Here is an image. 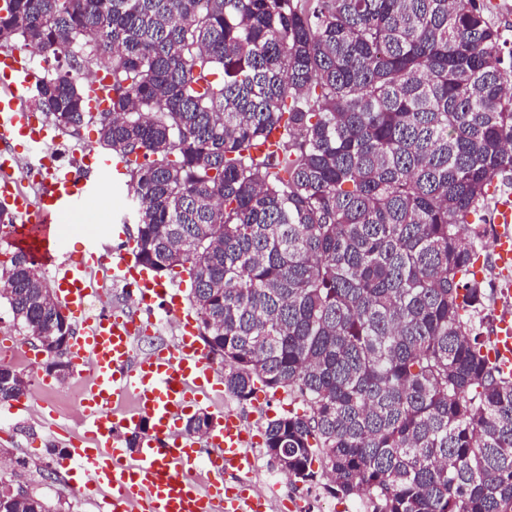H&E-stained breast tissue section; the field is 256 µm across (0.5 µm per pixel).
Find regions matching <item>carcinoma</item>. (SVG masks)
<instances>
[{"label":"carcinoma","instance_id":"obj_1","mask_svg":"<svg viewBox=\"0 0 512 512\" xmlns=\"http://www.w3.org/2000/svg\"><path fill=\"white\" fill-rule=\"evenodd\" d=\"M489 2L0 0V47L110 77L106 112L72 64L36 80L38 105L130 160L133 251L188 276L226 390L288 393L270 461L368 512H512V371L481 331L489 230L470 221L512 185ZM0 286L25 335L74 334L29 252L0 259Z\"/></svg>","mask_w":512,"mask_h":512}]
</instances>
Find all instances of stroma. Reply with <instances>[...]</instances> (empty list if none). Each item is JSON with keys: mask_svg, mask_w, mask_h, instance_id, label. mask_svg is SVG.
<instances>
[{"mask_svg": "<svg viewBox=\"0 0 512 512\" xmlns=\"http://www.w3.org/2000/svg\"><path fill=\"white\" fill-rule=\"evenodd\" d=\"M130 208L126 192L109 191L99 204L65 216L68 228L64 235L71 250H79L85 237L84 225L106 229L123 223L130 217ZM492 255L489 247L481 253L482 276L489 293L484 313L494 327L502 315H512V301L501 291L503 280ZM4 351L24 355V362L18 363L17 368L29 378L30 390L25 398L26 411L9 421L8 432H0V485L23 487L58 505L60 512H99L97 502L80 493L89 473L72 470L64 459L66 441L83 433L81 415L67 395L75 382L46 374L44 357L14 327L8 306L0 303V353ZM288 409L287 393L262 389L244 404L225 393L207 404L208 414L234 412L258 432L264 430L268 420Z\"/></svg>", "mask_w": 512, "mask_h": 512, "instance_id": "35a3bbf8", "label": "stroma"}]
</instances>
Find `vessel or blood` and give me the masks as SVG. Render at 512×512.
<instances>
[{
	"label": "vessel or blood",
	"instance_id": "vessel-or-blood-1",
	"mask_svg": "<svg viewBox=\"0 0 512 512\" xmlns=\"http://www.w3.org/2000/svg\"><path fill=\"white\" fill-rule=\"evenodd\" d=\"M33 80L20 53L0 55V202L18 219L8 238L31 246L37 261L54 269L58 301L84 318L70 347L74 364L87 369L80 400L83 438L72 442L68 462L90 473L97 486L110 488L100 512H269V499L251 494L243 483L255 467L254 438L239 415L220 414L199 441L179 431L188 410L221 389L216 362L198 339L183 289L141 264L126 241L125 225L112 227L118 245L92 235L76 259L53 226L71 210L94 202L102 184L122 187L126 158L91 155L82 173L48 166L35 202L16 189L12 171L17 142L37 148L57 138L24 106ZM494 222L495 266L506 275L512 273V193L498 199ZM105 265L113 279L128 287L138 313L88 315L93 295L88 274ZM159 309L176 321L178 342L137 355L135 344L150 334ZM493 342V359L512 368V322L500 323ZM121 427L138 433L136 452H129L118 437ZM200 468L208 475L203 484L191 477ZM228 472L235 474L236 485L225 483Z\"/></svg>",
	"mask_w": 512,
	"mask_h": 512
}]
</instances>
